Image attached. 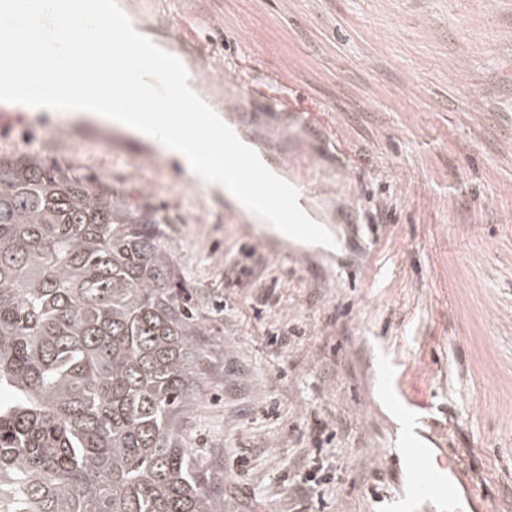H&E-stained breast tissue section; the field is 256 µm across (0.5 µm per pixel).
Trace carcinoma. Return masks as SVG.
I'll list each match as a JSON object with an SVG mask.
<instances>
[{
    "label": "carcinoma",
    "instance_id": "obj_1",
    "mask_svg": "<svg viewBox=\"0 0 512 512\" xmlns=\"http://www.w3.org/2000/svg\"><path fill=\"white\" fill-rule=\"evenodd\" d=\"M154 216L112 188L0 160V499L11 512H220L184 421L211 331Z\"/></svg>",
    "mask_w": 512,
    "mask_h": 512
}]
</instances>
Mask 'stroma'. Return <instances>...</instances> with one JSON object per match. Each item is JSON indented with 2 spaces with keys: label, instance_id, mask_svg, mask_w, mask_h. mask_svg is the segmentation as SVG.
<instances>
[{
  "label": "stroma",
  "instance_id": "1",
  "mask_svg": "<svg viewBox=\"0 0 512 512\" xmlns=\"http://www.w3.org/2000/svg\"><path fill=\"white\" fill-rule=\"evenodd\" d=\"M167 2L118 0L158 44L183 31L249 83L277 80L288 101L257 126L324 168L311 204L336 249L246 222L90 118L0 108V160L73 170L153 214L191 307L224 340L187 422L224 470V512H308L296 476L315 453L336 474L324 512H399L392 360L460 471L461 512H512V0ZM355 260L367 274L352 284Z\"/></svg>",
  "mask_w": 512,
  "mask_h": 512
}]
</instances>
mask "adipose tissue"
Listing matches in <instances>:
<instances>
[{"label": "adipose tissue", "instance_id": "ef3b65f1", "mask_svg": "<svg viewBox=\"0 0 512 512\" xmlns=\"http://www.w3.org/2000/svg\"><path fill=\"white\" fill-rule=\"evenodd\" d=\"M22 107L28 112L47 114L52 119L57 118L62 112L89 116L105 123L106 126L134 133L142 140L157 145L167 160L182 167L201 190L221 192L231 199L236 196L233 186L224 176L223 166L214 162L201 163L198 157L188 152L180 134L161 137L148 126L132 124L127 117L123 101L114 98L111 88L107 87L98 93L69 98L54 104L44 103L33 97L23 102Z\"/></svg>", "mask_w": 512, "mask_h": 512}]
</instances>
